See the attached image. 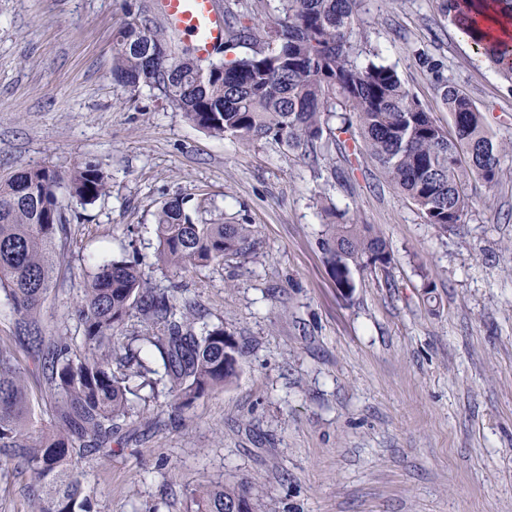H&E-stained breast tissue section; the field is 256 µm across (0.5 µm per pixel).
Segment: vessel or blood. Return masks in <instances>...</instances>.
<instances>
[{"mask_svg": "<svg viewBox=\"0 0 512 512\" xmlns=\"http://www.w3.org/2000/svg\"><path fill=\"white\" fill-rule=\"evenodd\" d=\"M169 28L190 37L192 49L203 59L210 58L225 37L224 16L213 0H156Z\"/></svg>", "mask_w": 512, "mask_h": 512, "instance_id": "vessel-or-blood-1", "label": "vessel or blood"}]
</instances>
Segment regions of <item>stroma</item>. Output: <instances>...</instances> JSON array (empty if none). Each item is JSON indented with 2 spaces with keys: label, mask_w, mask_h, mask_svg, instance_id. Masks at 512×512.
<instances>
[{
  "label": "stroma",
  "mask_w": 512,
  "mask_h": 512,
  "mask_svg": "<svg viewBox=\"0 0 512 512\" xmlns=\"http://www.w3.org/2000/svg\"><path fill=\"white\" fill-rule=\"evenodd\" d=\"M355 41L394 68L447 125L439 80L463 89L512 143V81L462 40L438 0H361ZM162 19L152 0H0V176L87 156L110 175L91 205L59 188L71 220L46 335L81 344L78 307L95 260L152 261L154 212L179 196L202 223L250 224L257 257L174 276L244 351L237 380L177 407L139 396L108 457L79 471L94 512H189L193 490L245 484L260 512H512V152L465 223L440 230L369 156L301 159L272 141L242 147L189 123L155 92L112 79L113 35ZM441 66L435 79L425 58ZM372 224L389 274L354 273L341 296L319 245L320 200ZM42 418L59 423L32 355Z\"/></svg>",
  "instance_id": "stroma-1"
}]
</instances>
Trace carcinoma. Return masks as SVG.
Segmentation results:
<instances>
[{"mask_svg": "<svg viewBox=\"0 0 512 512\" xmlns=\"http://www.w3.org/2000/svg\"><path fill=\"white\" fill-rule=\"evenodd\" d=\"M359 0H277L275 14L253 27H238L227 10L225 43L246 42L252 53L200 63L148 19L124 21L114 35L112 76L136 92L148 87L194 126L242 146L274 141L301 156L338 147L347 162L367 152L387 179L417 207L425 223L442 230L465 223L468 188L497 186L508 147L491 134L483 112L457 86L438 79L451 115L438 125L430 110L390 66L361 53L353 41ZM512 14V0H440V10L467 31L484 57L512 80V41L492 42L481 13ZM340 119L334 124L333 119ZM103 163L86 158L66 175L50 166L25 168L0 178V290L19 316L16 336L0 342V471L29 472L33 512H92L78 477L90 453L112 454V435L127 415L129 373L153 376L185 407L238 377L242 349L222 326L194 331L195 301L151 286L150 269L174 275L228 260L256 258L251 224H203L177 198L154 214V262L102 260L84 286L79 316L88 350L74 353L63 336L44 337L38 317L55 288V273L68 240L57 194L92 204L106 195ZM325 215L320 246L336 288L347 297L354 271L387 272L394 262L372 224L344 219L333 205ZM151 333L121 346L119 369L113 341L133 313ZM155 347L163 371L144 364L134 343ZM35 349L48 389L61 394L63 424L37 414L19 349ZM257 512L238 486L215 485L193 493L192 512H229L232 504Z\"/></svg>", "mask_w": 512, "mask_h": 512, "instance_id": "cac0c4a2", "label": "carcinoma"}]
</instances>
